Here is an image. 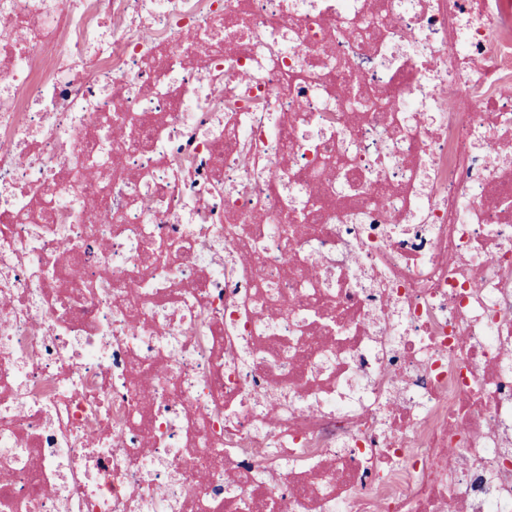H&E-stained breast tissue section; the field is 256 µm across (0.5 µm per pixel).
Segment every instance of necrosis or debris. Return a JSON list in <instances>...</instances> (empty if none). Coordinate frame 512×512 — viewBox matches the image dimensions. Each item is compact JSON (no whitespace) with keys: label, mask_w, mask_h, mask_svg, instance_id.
<instances>
[{"label":"necrosis or debris","mask_w":512,"mask_h":512,"mask_svg":"<svg viewBox=\"0 0 512 512\" xmlns=\"http://www.w3.org/2000/svg\"><path fill=\"white\" fill-rule=\"evenodd\" d=\"M0 512H512V0H0Z\"/></svg>","instance_id":"4bbe7bcc"}]
</instances>
